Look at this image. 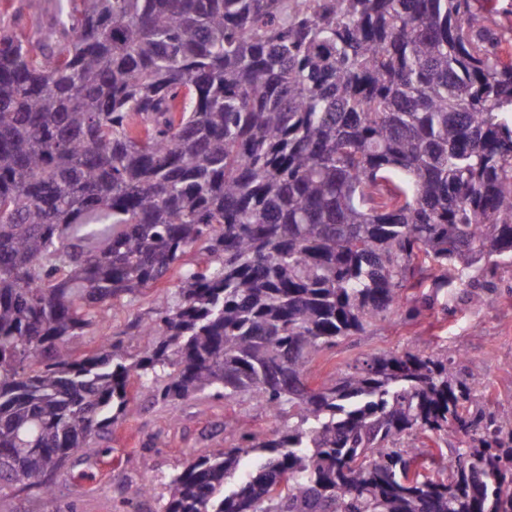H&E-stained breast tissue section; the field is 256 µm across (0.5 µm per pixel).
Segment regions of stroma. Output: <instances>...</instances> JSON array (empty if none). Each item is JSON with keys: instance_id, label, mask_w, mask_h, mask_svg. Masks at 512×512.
Instances as JSON below:
<instances>
[{"instance_id": "obj_1", "label": "stroma", "mask_w": 512, "mask_h": 512, "mask_svg": "<svg viewBox=\"0 0 512 512\" xmlns=\"http://www.w3.org/2000/svg\"><path fill=\"white\" fill-rule=\"evenodd\" d=\"M56 13V0H42L37 10L30 9L27 0H0V19L27 30L50 28ZM480 290L487 296L481 304L472 299ZM174 291L170 278L144 288L135 299L114 301L103 320L71 340V352L80 357L121 338L129 359H136L150 342L136 335V326L150 320L160 300H172ZM429 295L430 304L415 317L395 316L392 324L368 327L316 356L310 366L312 385L328 382L336 369L368 355L409 350L479 365L493 397L512 403V272L488 271L474 282L465 278L447 288L430 289ZM129 391L133 414L95 439L104 456L71 457L52 496L33 485L1 491L0 512H122L123 501L131 497L137 500L136 512H161L166 483L187 459L233 447L245 432L265 440L288 428L286 419L273 417L249 400L228 403L202 397L175 408L163 406L154 403L135 377ZM143 484L150 485V493L134 497Z\"/></svg>"}]
</instances>
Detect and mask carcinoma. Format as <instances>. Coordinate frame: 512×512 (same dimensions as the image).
<instances>
[{
  "instance_id": "carcinoma-1",
  "label": "carcinoma",
  "mask_w": 512,
  "mask_h": 512,
  "mask_svg": "<svg viewBox=\"0 0 512 512\" xmlns=\"http://www.w3.org/2000/svg\"><path fill=\"white\" fill-rule=\"evenodd\" d=\"M492 11L79 0L48 33L1 26L0 490L49 495L98 456L134 375L166 406L288 417L187 460L161 512H512V405L480 367L384 352L309 382L408 285L512 268V27ZM176 271L139 359L72 355Z\"/></svg>"
}]
</instances>
